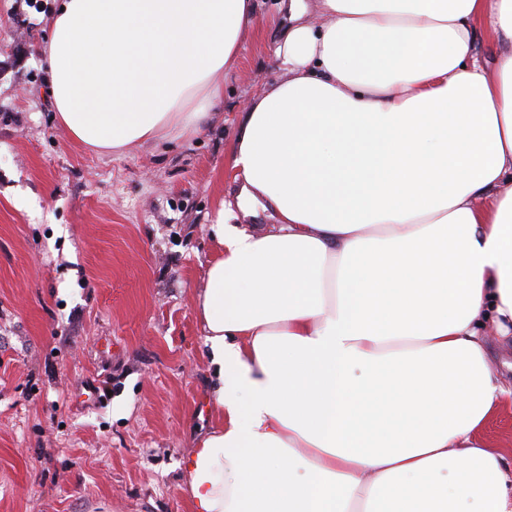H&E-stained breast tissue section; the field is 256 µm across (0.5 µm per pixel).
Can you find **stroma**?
I'll use <instances>...</instances> for the list:
<instances>
[{
    "instance_id": "obj_1",
    "label": "stroma",
    "mask_w": 512,
    "mask_h": 512,
    "mask_svg": "<svg viewBox=\"0 0 512 512\" xmlns=\"http://www.w3.org/2000/svg\"><path fill=\"white\" fill-rule=\"evenodd\" d=\"M208 128L99 153L36 52L59 0H0V512H189L184 456L219 421L194 297L248 101L286 79L280 0Z\"/></svg>"
}]
</instances>
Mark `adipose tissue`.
<instances>
[{"instance_id":"adipose-tissue-1","label":"adipose tissue","mask_w":512,"mask_h":512,"mask_svg":"<svg viewBox=\"0 0 512 512\" xmlns=\"http://www.w3.org/2000/svg\"><path fill=\"white\" fill-rule=\"evenodd\" d=\"M39 47L61 123L101 151L207 127L253 0H60ZM289 0L286 81L230 167L195 297L221 421L184 457L190 512H512L479 436L512 335V0ZM484 27L493 62L473 53ZM484 335L493 345L494 352L489 360L493 375L508 382L509 389H511L512 367L510 365H512V346L500 348L498 346V336H496L495 329L491 325L484 329Z\"/></svg>"}]
</instances>
